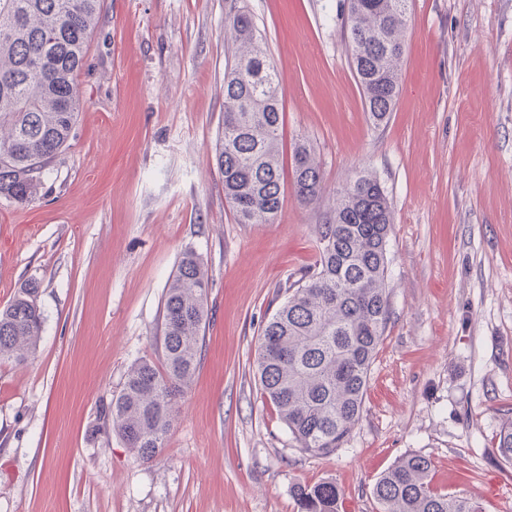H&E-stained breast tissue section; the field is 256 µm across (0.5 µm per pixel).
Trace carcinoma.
<instances>
[{
	"instance_id": "obj_1",
	"label": "carcinoma",
	"mask_w": 512,
	"mask_h": 512,
	"mask_svg": "<svg viewBox=\"0 0 512 512\" xmlns=\"http://www.w3.org/2000/svg\"><path fill=\"white\" fill-rule=\"evenodd\" d=\"M102 0H0V196L30 202L34 173L48 166L74 136L85 100L78 77ZM225 22L234 52L224 69V123L215 160L224 198L239 224H269L282 207L283 124L277 69L251 14L231 2ZM405 0H347L344 35L370 116L377 125L400 92ZM292 184L306 205L326 187L319 161L305 143L293 154ZM392 212L384 189L361 172L336 193V208L318 225L317 270L288 295L263 325L256 375L299 449L329 456L359 421L372 365L386 331L387 244ZM208 274L192 252L182 256L166 289L162 363H134L104 418L134 452L150 461L165 447L177 400L199 364L207 318ZM38 288H22L0 308V360L25 363L41 337ZM496 453L512 465V419L499 431ZM430 459L401 457L373 486L377 512H482L471 497L434 487ZM298 512H340L332 481L297 484Z\"/></svg>"
}]
</instances>
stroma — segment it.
I'll list each match as a JSON object with an SVG mask.
<instances>
[{"label": "stroma", "mask_w": 512, "mask_h": 512, "mask_svg": "<svg viewBox=\"0 0 512 512\" xmlns=\"http://www.w3.org/2000/svg\"><path fill=\"white\" fill-rule=\"evenodd\" d=\"M230 0H104L69 148L35 200L0 197V307L36 284L34 357L0 363V512H297L332 481L375 512L401 456L434 484L512 512L495 438L512 416V0H411L400 94L368 118L345 0H245L280 75L281 143L305 140L326 193L285 187L271 224H239L215 144ZM370 171L393 211L389 321L360 419L335 454L301 453L255 378L258 335L318 259L335 190ZM208 272L196 376L165 447L140 462L104 424L131 364L160 361L183 253Z\"/></svg>", "instance_id": "stroma-1"}]
</instances>
